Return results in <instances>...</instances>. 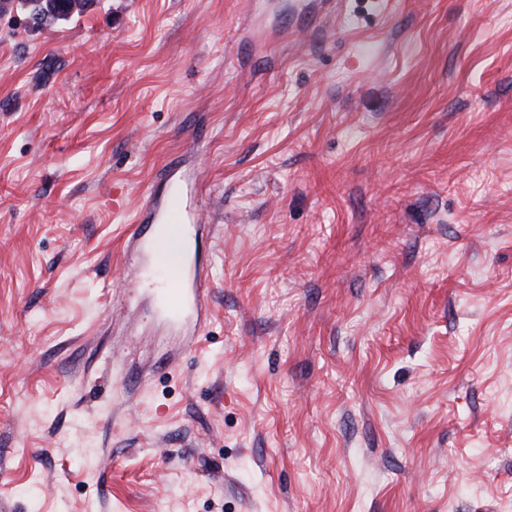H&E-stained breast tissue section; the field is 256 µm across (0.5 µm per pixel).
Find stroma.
Returning a JSON list of instances; mask_svg holds the SVG:
<instances>
[{
  "instance_id": "stroma-1",
  "label": "stroma",
  "mask_w": 512,
  "mask_h": 512,
  "mask_svg": "<svg viewBox=\"0 0 512 512\" xmlns=\"http://www.w3.org/2000/svg\"><path fill=\"white\" fill-rule=\"evenodd\" d=\"M296 2L0 0V512H512V0ZM33 9L40 16L42 27L55 25L74 14L84 13L91 0H34ZM76 6L73 12L72 6ZM173 181L174 185L166 200L154 203L149 199L135 224L125 229L129 237L126 250L147 253L146 243L151 241L152 253H148L151 267L159 280L166 283V288H160L158 292L164 311L176 332L192 325L195 333L205 327L210 313V271L197 265L195 260L189 281L183 283L180 278L177 285L172 286L164 273L169 267L155 250L162 230L183 237L187 232V224L198 222L191 208L189 189L176 176H173Z\"/></svg>"
}]
</instances>
